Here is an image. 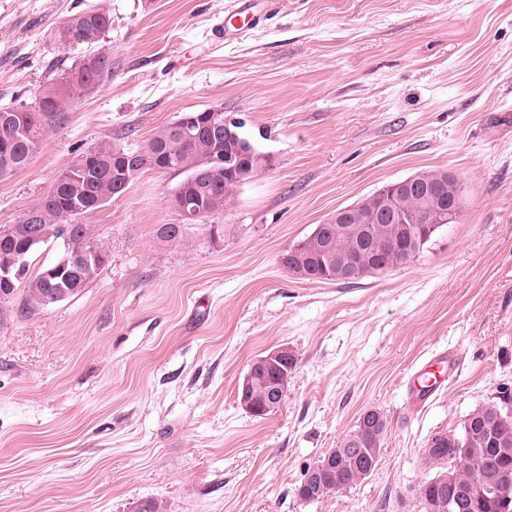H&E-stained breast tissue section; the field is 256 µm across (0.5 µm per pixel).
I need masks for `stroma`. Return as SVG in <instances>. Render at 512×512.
<instances>
[{
  "instance_id": "35a3bbf8",
  "label": "stroma",
  "mask_w": 512,
  "mask_h": 512,
  "mask_svg": "<svg viewBox=\"0 0 512 512\" xmlns=\"http://www.w3.org/2000/svg\"><path fill=\"white\" fill-rule=\"evenodd\" d=\"M230 0H0V107L33 103L88 54L55 33L100 9L112 71L73 101L21 170L0 177L18 223L79 152L136 143L179 115L223 109L273 164L211 224L181 216L183 175L142 173L85 214L107 257L78 296L31 316L0 305V512H420L423 455L475 410H512V0H268L238 39ZM464 188L458 223L358 283L305 282L279 258L337 209L426 169ZM285 346L275 412L237 388ZM459 369L425 407L408 369ZM386 429L374 471L307 501L302 474L364 411Z\"/></svg>"
}]
</instances>
